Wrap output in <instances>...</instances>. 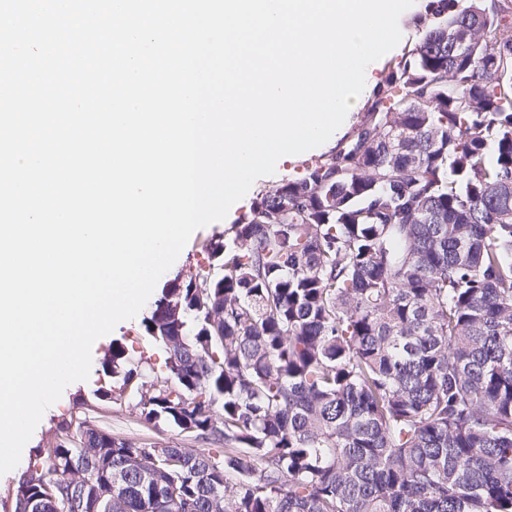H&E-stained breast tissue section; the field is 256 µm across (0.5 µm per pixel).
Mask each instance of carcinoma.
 <instances>
[{"mask_svg": "<svg viewBox=\"0 0 512 512\" xmlns=\"http://www.w3.org/2000/svg\"><path fill=\"white\" fill-rule=\"evenodd\" d=\"M510 1L432 0L332 153L162 290L171 384L119 396L201 447L64 420L11 512H512Z\"/></svg>", "mask_w": 512, "mask_h": 512, "instance_id": "carcinoma-1", "label": "carcinoma"}]
</instances>
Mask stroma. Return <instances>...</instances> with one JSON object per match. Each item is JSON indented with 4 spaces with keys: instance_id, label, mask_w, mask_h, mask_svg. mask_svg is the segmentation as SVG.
Segmentation results:
<instances>
[{
    "instance_id": "35a3bbf8",
    "label": "stroma",
    "mask_w": 512,
    "mask_h": 512,
    "mask_svg": "<svg viewBox=\"0 0 512 512\" xmlns=\"http://www.w3.org/2000/svg\"><path fill=\"white\" fill-rule=\"evenodd\" d=\"M331 148V143L327 142L307 152L279 159L275 174L258 178L252 184L249 194L230 208L225 220L200 228L192 234L178 259L166 272V279L170 280L176 275H187L197 269L207 267L208 254L205 250L207 241L239 221L248 212L255 193L274 187L286 177L300 175L308 163L324 158ZM153 307V302H146L138 316L119 323L112 333L99 338L94 343L88 380L72 383L65 388L61 398L44 413L31 439L23 449L19 464L12 471L0 476V512H8L11 506L10 494L17 486L22 474L27 470L35 449L53 440L57 426L62 419L79 415L85 406L98 407L111 426L114 435L145 442L162 438L185 448L192 447V440L185 437L178 429L165 427L158 430L147 426L140 418V408L135 399L125 397L118 401L107 402L97 398L98 391L115 390L122 383L121 375H106L101 369L102 359L112 346H125L129 356L140 360L144 366L161 367L164 359L163 352L158 348L148 346L143 340L142 322L144 317L150 315Z\"/></svg>"
}]
</instances>
